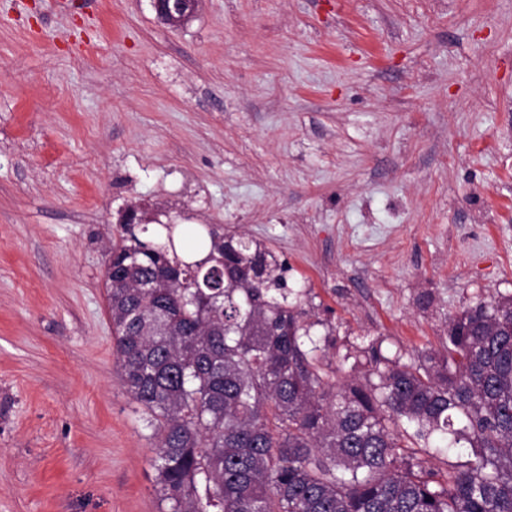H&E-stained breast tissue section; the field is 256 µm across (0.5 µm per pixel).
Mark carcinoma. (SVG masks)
Returning a JSON list of instances; mask_svg holds the SVG:
<instances>
[{
  "label": "carcinoma",
  "instance_id": "cac0c4a2",
  "mask_svg": "<svg viewBox=\"0 0 512 512\" xmlns=\"http://www.w3.org/2000/svg\"><path fill=\"white\" fill-rule=\"evenodd\" d=\"M152 223L109 248L106 292L167 512H512V295L414 362L371 346L334 393L285 262L242 232ZM428 448L456 458L428 468Z\"/></svg>",
  "mask_w": 512,
  "mask_h": 512
}]
</instances>
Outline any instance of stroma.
I'll list each match as a JSON object with an SVG mask.
<instances>
[{
	"mask_svg": "<svg viewBox=\"0 0 512 512\" xmlns=\"http://www.w3.org/2000/svg\"><path fill=\"white\" fill-rule=\"evenodd\" d=\"M137 209L288 264L333 366L512 295V0H0V512H165L108 247ZM157 14L168 24L177 26L190 17L198 6V0H153Z\"/></svg>",
	"mask_w": 512,
	"mask_h": 512,
	"instance_id": "1",
	"label": "stroma"
}]
</instances>
